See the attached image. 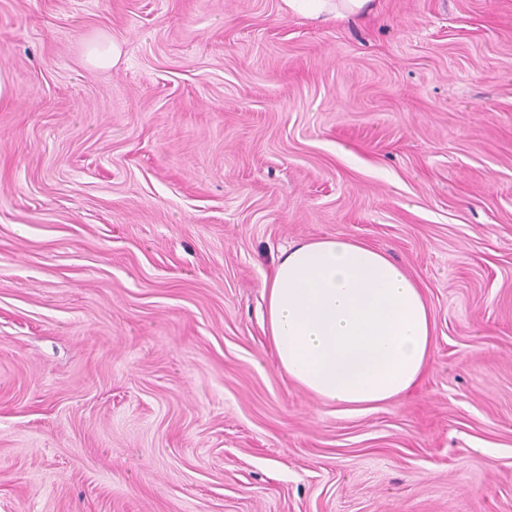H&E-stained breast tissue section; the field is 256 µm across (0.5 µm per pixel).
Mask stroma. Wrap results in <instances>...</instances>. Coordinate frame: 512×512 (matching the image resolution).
<instances>
[{"label": "stroma", "instance_id": "obj_1", "mask_svg": "<svg viewBox=\"0 0 512 512\" xmlns=\"http://www.w3.org/2000/svg\"><path fill=\"white\" fill-rule=\"evenodd\" d=\"M336 235L434 321L375 410L265 332ZM0 512H512V0H0ZM372 0H286L288 9L306 17L318 18L329 14L332 18L344 19L359 15Z\"/></svg>", "mask_w": 512, "mask_h": 512}]
</instances>
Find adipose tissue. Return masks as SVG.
Returning <instances> with one entry per match:
<instances>
[{
  "instance_id": "adipose-tissue-1",
  "label": "adipose tissue",
  "mask_w": 512,
  "mask_h": 512,
  "mask_svg": "<svg viewBox=\"0 0 512 512\" xmlns=\"http://www.w3.org/2000/svg\"><path fill=\"white\" fill-rule=\"evenodd\" d=\"M316 18L359 15L371 0H286ZM265 328L279 370L342 412L373 409L416 387L434 350L420 283L384 251L330 236L284 253L264 279Z\"/></svg>"
}]
</instances>
